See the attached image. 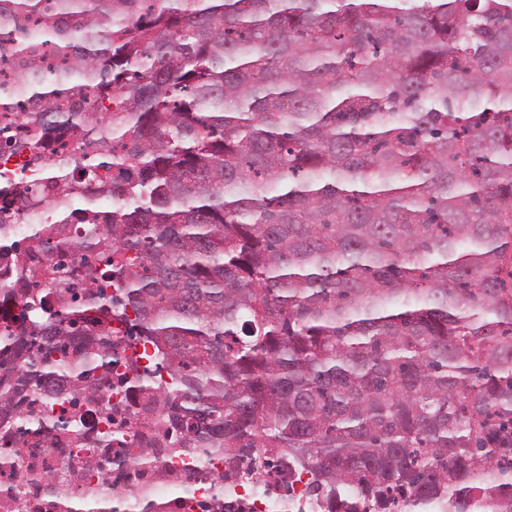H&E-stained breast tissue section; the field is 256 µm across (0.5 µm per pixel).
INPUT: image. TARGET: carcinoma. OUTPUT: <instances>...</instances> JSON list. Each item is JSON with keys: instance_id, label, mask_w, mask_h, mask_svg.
Here are the masks:
<instances>
[{"instance_id": "cac0c4a2", "label": "carcinoma", "mask_w": 512, "mask_h": 512, "mask_svg": "<svg viewBox=\"0 0 512 512\" xmlns=\"http://www.w3.org/2000/svg\"><path fill=\"white\" fill-rule=\"evenodd\" d=\"M0 74L89 160L0 259L45 279L0 330V512H119L136 449L272 463L318 512H512V0H0ZM86 268L65 275L69 258ZM123 336L124 347L112 340ZM72 478L25 450L87 449ZM140 470L139 460L134 454L127 455L124 462L118 465L117 469L108 468L104 470L107 475V483L114 495L124 498L125 512H139V500L136 493H130L129 479L135 476Z\"/></svg>"}]
</instances>
